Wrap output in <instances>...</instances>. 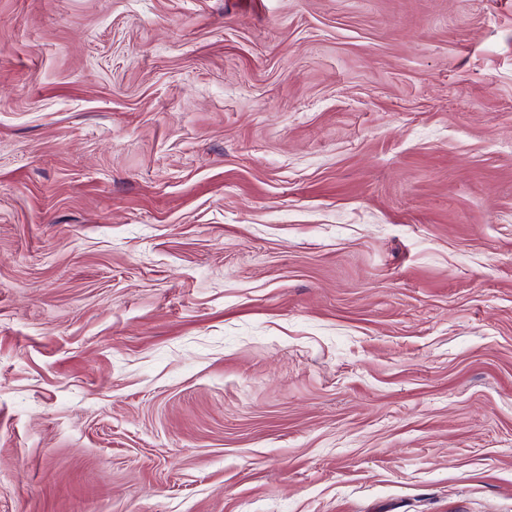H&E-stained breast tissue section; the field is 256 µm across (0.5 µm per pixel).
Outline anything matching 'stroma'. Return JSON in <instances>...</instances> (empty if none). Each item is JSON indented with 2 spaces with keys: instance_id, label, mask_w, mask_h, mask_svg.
I'll return each instance as SVG.
<instances>
[{
  "instance_id": "35a3bbf8",
  "label": "stroma",
  "mask_w": 512,
  "mask_h": 512,
  "mask_svg": "<svg viewBox=\"0 0 512 512\" xmlns=\"http://www.w3.org/2000/svg\"><path fill=\"white\" fill-rule=\"evenodd\" d=\"M0 512H512V0H0Z\"/></svg>"
}]
</instances>
